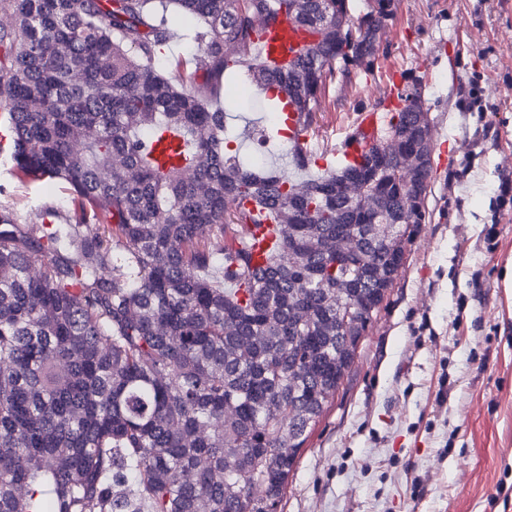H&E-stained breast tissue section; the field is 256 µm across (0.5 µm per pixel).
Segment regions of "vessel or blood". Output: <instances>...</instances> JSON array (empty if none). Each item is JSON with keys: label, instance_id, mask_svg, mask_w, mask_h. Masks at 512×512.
<instances>
[{"label": "vessel or blood", "instance_id": "vessel-or-blood-1", "mask_svg": "<svg viewBox=\"0 0 512 512\" xmlns=\"http://www.w3.org/2000/svg\"><path fill=\"white\" fill-rule=\"evenodd\" d=\"M303 43L302 33L292 26L275 27L262 36L261 55L266 63L282 65L297 57ZM401 90L400 78H393L392 86L384 96L381 106L359 113L355 131L337 140L332 152L333 158L349 163L360 160L368 146L379 138L388 121L389 112L399 105ZM243 234L254 241L252 249L254 265L265 264L268 244L265 229L247 224L243 227Z\"/></svg>", "mask_w": 512, "mask_h": 512}]
</instances>
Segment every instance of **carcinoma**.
<instances>
[{
    "instance_id": "cac0c4a2",
    "label": "carcinoma",
    "mask_w": 512,
    "mask_h": 512,
    "mask_svg": "<svg viewBox=\"0 0 512 512\" xmlns=\"http://www.w3.org/2000/svg\"><path fill=\"white\" fill-rule=\"evenodd\" d=\"M386 8L0 0L5 153L74 205L35 224L0 204V512H277L425 220L430 119L414 84L362 162L297 183L227 152L213 99L243 76L275 117L263 142L281 95L311 129L335 71L373 64ZM284 22L297 60L242 58ZM355 179L362 198L340 192ZM241 224L274 226L264 266Z\"/></svg>"
}]
</instances>
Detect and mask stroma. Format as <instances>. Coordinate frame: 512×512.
<instances>
[{
  "mask_svg": "<svg viewBox=\"0 0 512 512\" xmlns=\"http://www.w3.org/2000/svg\"><path fill=\"white\" fill-rule=\"evenodd\" d=\"M421 85L431 123L424 223L335 399L309 432L279 512H512V0H397L372 72L335 75L307 145L323 155L370 108L389 68ZM484 117L464 111L473 85ZM244 154L266 156L258 92L226 84ZM1 201L36 214L61 185L30 183L0 155ZM496 225L498 247L485 230Z\"/></svg>",
  "mask_w": 512,
  "mask_h": 512,
  "instance_id": "obj_1",
  "label": "stroma"
}]
</instances>
